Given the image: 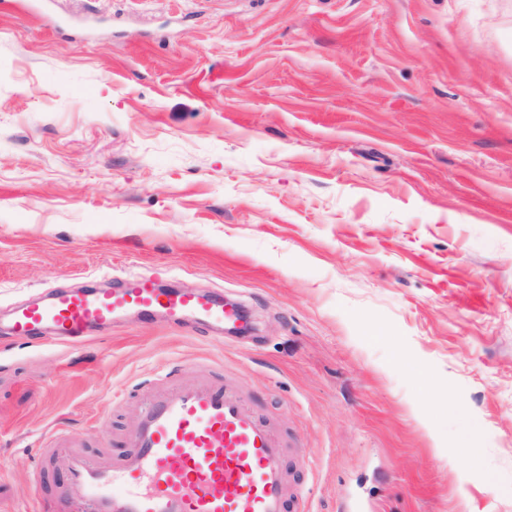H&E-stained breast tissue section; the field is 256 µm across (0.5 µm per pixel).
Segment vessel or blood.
I'll return each mask as SVG.
<instances>
[{
  "label": "vessel or blood",
  "instance_id": "vessel-or-blood-1",
  "mask_svg": "<svg viewBox=\"0 0 512 512\" xmlns=\"http://www.w3.org/2000/svg\"><path fill=\"white\" fill-rule=\"evenodd\" d=\"M160 311L223 333L243 317L223 292L175 291L130 273L114 290L62 292L17 307L11 330L29 338L43 326L52 340L75 344L127 313L149 318ZM127 444L128 452L110 461L75 450L68 432L45 434L34 460L56 458L66 485L51 500L34 495L28 512H309L285 468L280 433L239 388L209 379L143 397Z\"/></svg>",
  "mask_w": 512,
  "mask_h": 512
}]
</instances>
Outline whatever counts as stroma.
<instances>
[{
  "label": "stroma",
  "instance_id": "obj_1",
  "mask_svg": "<svg viewBox=\"0 0 512 512\" xmlns=\"http://www.w3.org/2000/svg\"><path fill=\"white\" fill-rule=\"evenodd\" d=\"M0 0V512L51 426L126 453L132 387L220 371L311 512H512V0ZM238 342L10 335L126 272Z\"/></svg>",
  "mask_w": 512,
  "mask_h": 512
}]
</instances>
